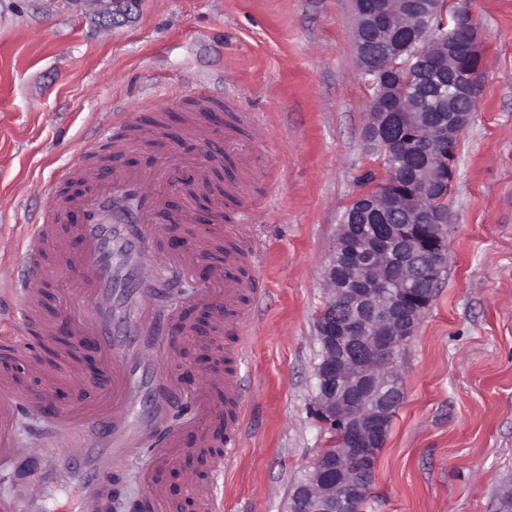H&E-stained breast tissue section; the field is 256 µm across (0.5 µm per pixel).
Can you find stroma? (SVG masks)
<instances>
[{
	"mask_svg": "<svg viewBox=\"0 0 512 512\" xmlns=\"http://www.w3.org/2000/svg\"><path fill=\"white\" fill-rule=\"evenodd\" d=\"M485 67L448 196V264L401 359L405 398L362 512H506L512 499V0H470ZM354 0H137L100 17L83 0H0V273L23 225L102 133L105 113L149 121L200 97L259 115L269 137L244 238L261 301L250 328L243 446L224 512H282L289 485L330 437L312 412L338 224L379 170L363 140L369 90ZM21 445L91 441L20 415Z\"/></svg>",
	"mask_w": 512,
	"mask_h": 512,
	"instance_id": "stroma-1",
	"label": "stroma"
}]
</instances>
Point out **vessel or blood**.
I'll use <instances>...</instances> for the list:
<instances>
[{"label":"vessel or blood","mask_w":512,"mask_h":512,"mask_svg":"<svg viewBox=\"0 0 512 512\" xmlns=\"http://www.w3.org/2000/svg\"><path fill=\"white\" fill-rule=\"evenodd\" d=\"M223 110L218 101L197 99L185 120V136L209 147L214 133L211 117ZM152 121L145 127L135 115L124 113L107 123L111 167L100 164L96 146L90 143L63 173L64 179L81 186V193H63L55 182L45 187L48 204L25 229L26 246L13 256L14 275L0 282V353L20 357L28 371L41 372L42 345L60 327L58 317L45 313L40 286L44 254L53 250L73 302L89 311L87 321L69 323L68 331L76 342H92L99 360L95 376L83 373L78 362L67 366L65 379L73 391L93 395L92 403L72 408L59 406L50 388H23L17 372L0 369V463L41 467L38 481L23 494L0 496V512H101L102 492L112 478L115 460L149 440L154 443L150 475L136 507L138 512H177L176 502L153 473L174 467L191 438L218 420L224 423L223 438L205 441L214 451L211 478L193 480L191 493L199 512H224L217 483L234 465L246 412L242 367L254 313L243 303L259 290L254 281L239 274L248 260L243 251L227 249L220 260L210 263L205 276L197 274L201 259L213 251L217 233L232 239L238 227L216 230L200 223L194 207L186 206L177 223L187 227L189 244L173 245L172 224L165 221L171 175L176 171L190 175L194 169L192 164L168 159L155 166L127 163L131 153L157 142L162 112H155ZM223 138L225 149L237 152L239 159L236 178L225 182L223 192L211 200V211L219 218L224 215L225 197L243 194L261 170L257 154L266 145L265 138L258 136L253 147H240L234 125L224 126ZM159 270L175 279L197 275L195 303L212 309L211 333L235 337L227 350L229 367L207 372L191 393L169 369L178 350L168 338L183 317L158 306L153 279ZM219 389L224 392L220 406L212 400ZM183 393L188 396L183 425L167 427L172 403ZM28 409L52 419L64 431L92 425L96 435L92 443L70 455L49 459L42 450H23L16 442L14 423Z\"/></svg>","instance_id":"obj_1"}]
</instances>
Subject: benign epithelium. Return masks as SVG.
I'll return each mask as SVG.
<instances>
[{
	"instance_id": "benign-epithelium-1",
	"label": "benign epithelium",
	"mask_w": 512,
	"mask_h": 512,
	"mask_svg": "<svg viewBox=\"0 0 512 512\" xmlns=\"http://www.w3.org/2000/svg\"><path fill=\"white\" fill-rule=\"evenodd\" d=\"M353 39L359 69L374 90L364 141L382 155L407 132L424 148L407 174L409 187L376 182L345 212L324 269L327 300L315 318L320 344L316 416L332 433L288 488L283 512H361L394 415L404 399L399 359L432 304L448 261V183L453 160L444 148L469 125L477 102L482 34L467 8L453 16L467 37V71L440 98L432 120L409 82L426 84L462 62L448 34L446 0H355ZM386 32L379 51L370 35Z\"/></svg>"
}]
</instances>
